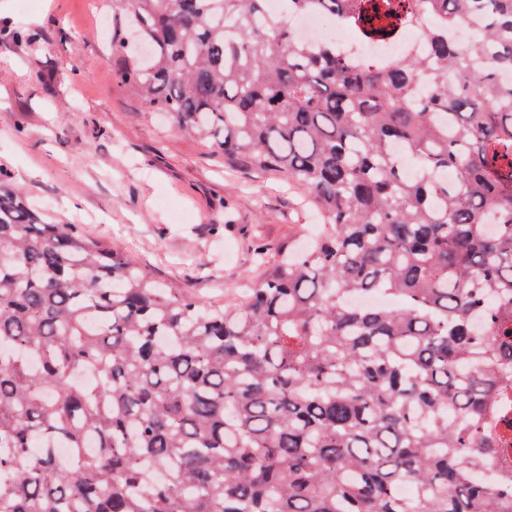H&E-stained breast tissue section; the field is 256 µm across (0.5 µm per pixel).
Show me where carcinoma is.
<instances>
[{"instance_id":"1","label":"carcinoma","mask_w":512,"mask_h":512,"mask_svg":"<svg viewBox=\"0 0 512 512\" xmlns=\"http://www.w3.org/2000/svg\"><path fill=\"white\" fill-rule=\"evenodd\" d=\"M266 2L111 0L117 83L323 214L298 257L253 248L244 301L159 287L0 173V512H502L512 472L474 471L512 456V0H286L426 30L383 63ZM325 15L320 11L297 12L288 15V27L296 39L313 44H336L337 47L347 48L351 45L352 37L344 35L335 24L327 26Z\"/></svg>"}]
</instances>
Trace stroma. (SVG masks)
Wrapping results in <instances>:
<instances>
[{
	"label": "stroma",
	"instance_id": "1",
	"mask_svg": "<svg viewBox=\"0 0 512 512\" xmlns=\"http://www.w3.org/2000/svg\"><path fill=\"white\" fill-rule=\"evenodd\" d=\"M18 24L37 41H15ZM111 34L103 0H0V169L166 287L234 301L260 275L253 245L304 248L316 211L283 179L227 171L151 118L112 78Z\"/></svg>",
	"mask_w": 512,
	"mask_h": 512
}]
</instances>
